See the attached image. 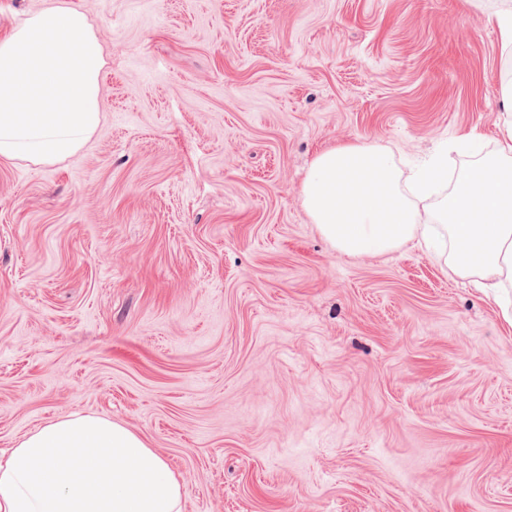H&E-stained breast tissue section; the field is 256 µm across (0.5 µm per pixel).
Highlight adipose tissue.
<instances>
[{
	"label": "adipose tissue",
	"mask_w": 512,
	"mask_h": 512,
	"mask_svg": "<svg viewBox=\"0 0 512 512\" xmlns=\"http://www.w3.org/2000/svg\"><path fill=\"white\" fill-rule=\"evenodd\" d=\"M101 42L73 0H49L0 39V158L51 164L80 150L102 121ZM509 139L419 209L437 169L404 183L391 152L346 143L314 158L302 188L313 224L338 252L382 254L434 234L450 264L485 287L512 284V125ZM186 484L126 426L72 414L18 440L0 460V512H182Z\"/></svg>",
	"instance_id": "obj_1"
}]
</instances>
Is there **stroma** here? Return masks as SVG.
<instances>
[{
  "label": "stroma",
  "mask_w": 512,
  "mask_h": 512,
  "mask_svg": "<svg viewBox=\"0 0 512 512\" xmlns=\"http://www.w3.org/2000/svg\"><path fill=\"white\" fill-rule=\"evenodd\" d=\"M102 122L0 159V454L97 415L183 512H512V325L422 244L336 252L302 187L346 142L439 201L512 74L471 0H76Z\"/></svg>",
  "instance_id": "35a3bbf8"
}]
</instances>
